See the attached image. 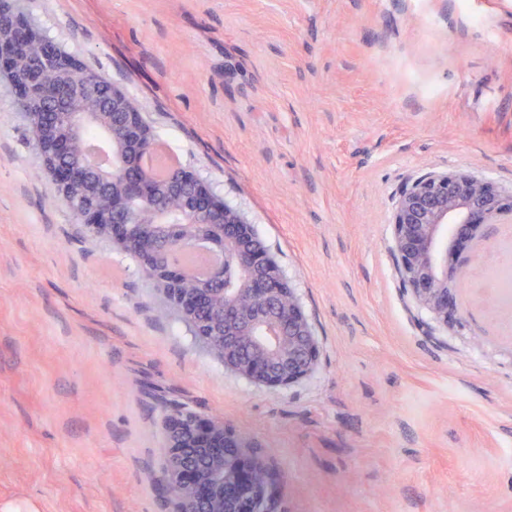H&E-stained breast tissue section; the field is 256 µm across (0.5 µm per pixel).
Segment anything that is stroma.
Instances as JSON below:
<instances>
[{
  "label": "stroma",
  "mask_w": 512,
  "mask_h": 512,
  "mask_svg": "<svg viewBox=\"0 0 512 512\" xmlns=\"http://www.w3.org/2000/svg\"><path fill=\"white\" fill-rule=\"evenodd\" d=\"M243 208L319 345L286 388L225 371L81 224L0 89V512H172L166 401L260 455L279 512H512V340L399 286L429 173L512 193V0H28Z\"/></svg>",
  "instance_id": "1"
}]
</instances>
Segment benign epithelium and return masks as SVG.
Masks as SVG:
<instances>
[{
    "mask_svg": "<svg viewBox=\"0 0 512 512\" xmlns=\"http://www.w3.org/2000/svg\"><path fill=\"white\" fill-rule=\"evenodd\" d=\"M40 42L23 0H10L0 14V79L5 77L18 95L19 107L30 122L39 153L49 151L48 168L59 183L63 199L89 176L92 186L109 196L106 208L79 214L81 221L112 243L125 247L126 224L120 217L132 203L151 205L152 222L159 223L162 206L151 203L158 179L143 169L142 159L155 135L140 120V108L113 84L93 89L100 108L77 112L72 100L83 89L43 93L36 84L15 82L20 58L16 41ZM105 124L113 153L123 145L143 149L131 159L140 176L113 184L114 166L69 162L74 145L83 141L88 124ZM183 203L184 224L192 228L189 246L203 244L224 256L199 278L202 287L171 299L167 282L182 272L175 266L148 268L163 296V308L190 323L208 308L213 287L224 285V310L213 317L202 344L224 362V370L267 387H288L315 369L319 349L301 299L287 277L253 232L240 208L225 202L197 174L179 168L166 176ZM512 223V195L492 182L465 172H447L418 179L402 193L393 214L395 271L402 287L433 320L446 327L459 322L454 292L468 276L472 259L468 241L487 224ZM172 470L163 483L164 497L176 512H275V489L262 459L246 450L224 423L196 414H179L167 430Z\"/></svg>",
    "mask_w": 512,
    "mask_h": 512,
    "instance_id": "7a95c632",
    "label": "benign epithelium"
}]
</instances>
